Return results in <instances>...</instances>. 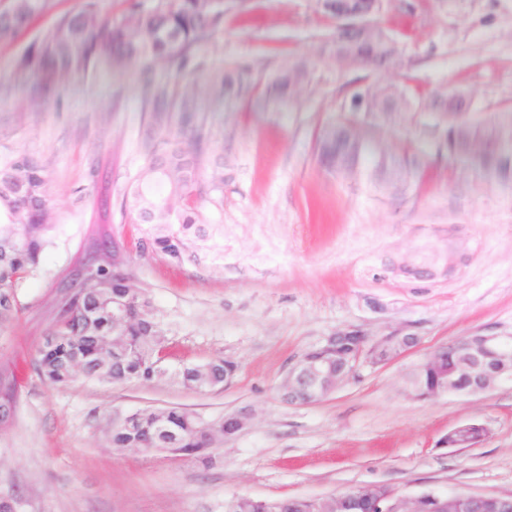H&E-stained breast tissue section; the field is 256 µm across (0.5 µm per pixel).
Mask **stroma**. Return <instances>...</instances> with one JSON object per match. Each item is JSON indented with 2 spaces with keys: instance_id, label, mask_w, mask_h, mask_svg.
Returning <instances> with one entry per match:
<instances>
[{
  "instance_id": "stroma-1",
  "label": "stroma",
  "mask_w": 512,
  "mask_h": 512,
  "mask_svg": "<svg viewBox=\"0 0 512 512\" xmlns=\"http://www.w3.org/2000/svg\"><path fill=\"white\" fill-rule=\"evenodd\" d=\"M83 0H46L12 43L0 45V159L25 150L47 167L52 229L40 270L23 279L18 310L0 322V361L14 364L17 405L0 424V501L17 512H224L234 496L326 498L363 483L412 496L433 488L478 496L512 493V383L477 395L421 400L409 376L427 354L478 331L512 334V177L444 144L448 117L416 110L358 136L404 169L384 178L369 151L353 172L317 162L314 143L349 92L374 80L425 97L463 92L468 117L512 107V0H382L375 19L400 44V66L346 68L322 53L336 23L317 0H224V28L199 44L192 77L200 117L215 133L224 186L181 265L140 249L146 224L120 203L140 175L142 65L72 79L33 107L12 71L25 48ZM313 63L295 102L269 92L288 61ZM252 74L256 106L221 96L218 75ZM110 234L167 329L174 360L237 363L223 387L111 386L83 378L46 384L34 358L81 258ZM415 334L397 360L362 367L304 406L280 385L306 351L337 330ZM180 407L204 419L250 414L212 464L112 447L107 431L130 413ZM477 422L476 446L444 445ZM465 433L467 435H471L472 438L466 442H458L456 441L455 435ZM487 434V428L485 425L470 422L461 426H457L448 432V446L449 447H466V446H475L479 444Z\"/></svg>"
}]
</instances>
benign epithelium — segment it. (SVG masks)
<instances>
[{"mask_svg":"<svg viewBox=\"0 0 512 512\" xmlns=\"http://www.w3.org/2000/svg\"><path fill=\"white\" fill-rule=\"evenodd\" d=\"M418 336L398 332L377 339L361 328L336 332L321 345L324 355L305 354L289 370L281 385V396L291 405H309L332 392L353 377L362 364H387L416 347ZM454 359L453 372L441 374L435 387L424 389L413 384L414 396L427 399L448 393L473 395L512 380V336L501 333H476L461 336L429 355L419 368H440V361ZM167 411L154 410V426L158 440L169 447V455L180 458L177 449L180 438L166 426ZM248 423V414L241 412L224 418V435L240 432ZM471 436L466 442L456 441V435ZM487 434L485 425L470 422L448 432V446L466 447L479 444ZM494 504V512H512V494L494 497L454 494L450 497L433 491L413 497L398 496L382 485L366 484L347 493L334 496L329 504L333 512H484L486 504Z\"/></svg>","mask_w":512,"mask_h":512,"instance_id":"benign-epithelium-1","label":"benign epithelium"}]
</instances>
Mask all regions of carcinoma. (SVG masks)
<instances>
[{
  "instance_id": "1",
  "label": "carcinoma",
  "mask_w": 512,
  "mask_h": 512,
  "mask_svg": "<svg viewBox=\"0 0 512 512\" xmlns=\"http://www.w3.org/2000/svg\"><path fill=\"white\" fill-rule=\"evenodd\" d=\"M44 0H12L10 11L0 14V43L14 41L43 8ZM224 25V0H211L201 6L197 0H167L152 11L138 12L128 19L112 21L100 16L95 0H85L76 13L61 16L42 32L17 59L13 78L30 84L34 95L47 101L72 78L85 76L102 67L146 64L143 70L146 94L144 111L149 113L141 133L144 167L132 189L124 192L121 211L137 224L154 225L148 242H138L179 265L189 249L196 225L205 223L202 204L224 183L221 157L211 153L215 134L206 120L195 117L197 108L187 89L188 68H198L194 47L214 37ZM330 56L348 67L384 68L401 50L380 25L363 37L350 35L344 26L328 44ZM173 69L175 79L156 82L152 64ZM311 69L303 61L293 62L269 80V87L281 99L297 100L310 83ZM251 83L245 69L224 71V95L238 97ZM352 100L372 119H389L395 113L410 112L415 103L402 89L375 80L357 89ZM435 112L448 114L445 143L451 153H467L483 134L480 124L462 119L470 111L471 97L443 93L420 103ZM364 150L354 132L351 118L345 116L316 141L320 165L337 171L354 165ZM52 197L46 166L33 154L14 151L0 162V320L15 310L19 282L38 273L40 256L51 228ZM95 289L73 286L58 306L48 333L60 338L53 348L39 347L35 368L52 386L71 383L76 374L86 379L121 385L133 380L150 381L159 357H169L166 334L157 312L142 291L112 262L98 265ZM126 301L138 315L149 312V319L132 321L121 332L123 354L112 351V322L102 317L85 322L91 303L105 309L112 297ZM82 364V371L74 365ZM237 365L224 358L206 363H182L170 371L167 380L200 392L213 387L212 380L224 385ZM17 402L18 389L10 367L0 362V399ZM167 426L182 438L183 455L207 466L209 458L198 452L206 441V430L224 431V418L203 421L180 407L167 409ZM110 441L117 448H137L146 454L161 452L155 439L150 412L141 410L140 427L115 426ZM237 512H272L268 500L250 496L235 497Z\"/></svg>"
}]
</instances>
